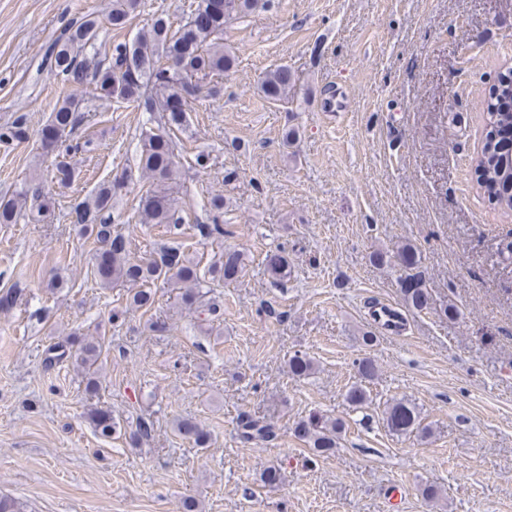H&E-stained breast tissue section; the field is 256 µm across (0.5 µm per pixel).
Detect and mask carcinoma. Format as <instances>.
Wrapping results in <instances>:
<instances>
[{"label":"carcinoma","mask_w":512,"mask_h":512,"mask_svg":"<svg viewBox=\"0 0 512 512\" xmlns=\"http://www.w3.org/2000/svg\"><path fill=\"white\" fill-rule=\"evenodd\" d=\"M258 0H228L224 11L211 10V0H196L194 11L202 16V22L190 26L183 24L172 28L170 22L158 16L148 28L142 30L131 42L120 41L112 49L102 52L96 41L100 20L86 15L75 23L64 38L54 41L46 58L61 76L68 93L58 100L51 115L41 129L40 156L54 153L64 138L72 135L75 128L92 111V102L108 99L117 103L134 104L149 115V121L157 128H145L140 134L136 151V164L148 187L142 192L137 204V217L141 224L182 223L175 194L181 179V162L174 152L171 134L182 132L189 126L188 112L191 99L197 96L205 82L232 70L237 56L224 44V23L230 15H245L254 10ZM140 0H113L107 16L108 24L123 29L137 16ZM93 86L92 96L84 87ZM294 87L290 69L278 66L263 75L259 90L274 102L288 99ZM490 130L475 159L476 183L480 191L505 213L512 212V148L504 149L497 140V132L512 134V70L506 80L498 81L495 95L487 102ZM29 140V118L25 113L16 114L12 120L0 124V144L16 146ZM76 170L66 161L56 164L55 180L66 186L74 181ZM125 176L99 182L80 201L72 205L70 223L80 224L85 233L98 245L93 254L91 273L103 288L125 284L129 291V307L149 311L155 303L151 284L161 280L179 286L180 300L184 308L196 311L203 307L201 289L217 282H233L244 269L245 253L229 248L205 271L178 247L162 245L147 260H133L129 256L128 240L110 220L112 199L122 188ZM203 208L213 213L212 223L198 225L203 237L224 236L220 217L224 210V197H210ZM54 211L52 197L41 191L23 186L10 196L0 197V224H15L26 217L33 224H41L51 218ZM394 258L402 270L400 279L410 280L411 286L401 289L404 302L422 311L431 303L420 271L421 256L418 249L404 243L397 247ZM264 263L271 277L279 282L288 276V258L281 251H269ZM103 342L94 337H79L71 333L65 339L48 347L45 365L53 367L71 363L83 375L85 392L95 394L100 389L98 363L103 354ZM313 361L307 354L295 352L288 359L289 373L304 377L313 371ZM357 373L361 384L346 392V400L361 409L370 401L365 383L375 379L378 368L370 358L358 361ZM94 430L103 438H110L120 431V421L109 409L92 407L88 413ZM383 422L395 435H407L419 431L426 435L430 427L421 425L414 406L402 400L389 403L383 412ZM343 424L312 416L299 422L294 433L316 456L329 453L337 447ZM153 423L140 418L135 430L128 436V445L140 446L151 436ZM240 440L245 444H272L279 435L275 427L242 415L237 421ZM174 431L196 448H206L210 434L192 419H177Z\"/></svg>","instance_id":"cac0c4a2"}]
</instances>
